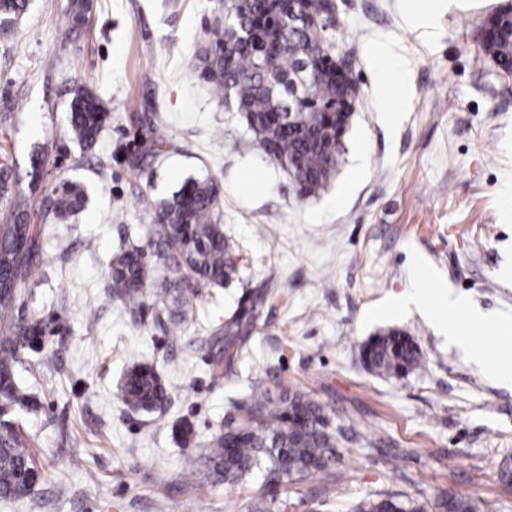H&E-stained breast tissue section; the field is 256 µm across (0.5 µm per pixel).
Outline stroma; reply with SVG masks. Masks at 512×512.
<instances>
[{"label":"stroma","mask_w":512,"mask_h":512,"mask_svg":"<svg viewBox=\"0 0 512 512\" xmlns=\"http://www.w3.org/2000/svg\"><path fill=\"white\" fill-rule=\"evenodd\" d=\"M501 2L431 0L423 22L417 0H336L328 35L359 95L336 178L303 198L195 68L219 0H90L79 35L67 31L68 0H31L0 37V164L25 185L31 153H42L43 190L73 181L87 202L47 217L20 285V314L52 319L17 370L37 403L21 432L46 479L0 512H244L254 499L271 512H354L397 493L512 512V386L429 316L390 306L420 277L469 311L512 318V76L474 38ZM79 87L112 109L88 149L68 134ZM158 137L166 154L143 155ZM247 175L259 190L242 188ZM204 177L221 188L239 277L199 289L192 316L163 328L151 299L136 312L108 300L107 262L152 223L142 197L163 200ZM271 269L249 347L225 364L224 319ZM390 328L420 346L421 370L384 378L364 368L363 344ZM140 361L172 393L163 412L117 396ZM257 384L308 394L343 430L329 479L272 486L256 473L198 493L174 424L189 421L204 443L226 419L246 418Z\"/></svg>","instance_id":"1"}]
</instances>
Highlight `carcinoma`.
I'll list each match as a JSON object with an SVG mask.
<instances>
[{
    "mask_svg": "<svg viewBox=\"0 0 512 512\" xmlns=\"http://www.w3.org/2000/svg\"><path fill=\"white\" fill-rule=\"evenodd\" d=\"M29 0H0V33L13 32ZM213 37L198 51L200 76L212 84L227 112H242L248 131L266 156L296 185L300 194L316 196L325 190L341 164L343 138L351 113L345 101L357 93L354 80L336 82L330 67L318 64L299 84L298 96L288 91L289 79L301 62L320 55L319 32L289 24L288 0H221ZM88 0H68V31L88 25ZM491 48L499 64L512 72V31ZM112 120L107 103L89 89L74 90L69 130L74 139L92 146ZM10 170L0 168V193L16 197L8 222L0 224V499L24 497L44 474L31 449L18 435L11 416L34 403L18 385L16 369L32 341L50 332L46 319L18 317L19 284L31 270L36 244L34 224L82 208L85 192L63 181L51 190V208L33 204L30 194L10 190ZM221 193L212 179H190L172 197L155 206L154 227L142 244L119 248L109 262L112 300L139 304L159 267L184 272L182 288L162 285L153 305L169 319L192 313V298L204 287H222L237 268L221 222ZM266 284L253 289L250 306L236 309L224 320V358L232 360L247 347L267 300ZM367 367L378 375L404 376L421 368L422 354L414 341L389 330L370 338L362 348ZM119 398L144 413L162 412L170 389L154 365L141 362L129 368ZM251 419H229L203 448H192L186 469L211 486L234 484L256 471L288 484L325 473L331 466L340 431L330 429L324 407L299 391L285 390L277 400L262 392L250 394ZM438 512H480L471 499L445 495ZM357 512H424L420 502L395 496L363 500Z\"/></svg>",
    "mask_w": 512,
    "mask_h": 512,
    "instance_id": "cac0c4a2",
    "label": "carcinoma"
}]
</instances>
